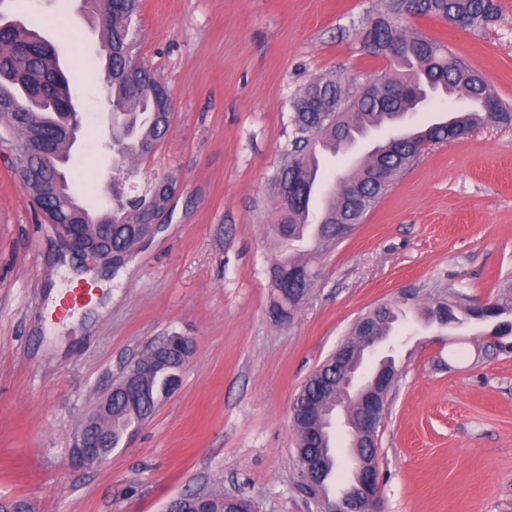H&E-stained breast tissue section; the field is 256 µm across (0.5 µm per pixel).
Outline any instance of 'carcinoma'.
Masks as SVG:
<instances>
[{"instance_id": "cac0c4a2", "label": "carcinoma", "mask_w": 512, "mask_h": 512, "mask_svg": "<svg viewBox=\"0 0 512 512\" xmlns=\"http://www.w3.org/2000/svg\"><path fill=\"white\" fill-rule=\"evenodd\" d=\"M105 0H84L87 12L98 23L100 58L105 60L106 82L112 102V134L120 138L116 147L113 178L122 194L119 205L112 207V217L106 224L93 222L71 189V179L65 167L73 163L70 143L57 138L53 155L38 166L30 154V146L46 135L50 128L62 124L64 105L71 98L69 81L61 78L63 69L54 45L20 21L11 20L0 11V141L16 147L13 169L25 188L47 175L59 183L60 192L45 200L41 193L30 192L34 202L49 220L62 229L75 220L83 225L79 247L98 257L114 250L129 254L141 242L143 215L162 209L155 193L159 182L176 184L169 175H157L142 191L125 194L123 183L130 175L122 172L120 162L127 158L147 159L152 156L166 135L172 104L165 111L158 109L154 97L158 79L142 66L132 72L124 47L128 41L130 23L139 0H121L109 14L104 13ZM500 10L495 0H389V11L402 15L410 11L417 15L434 16L464 28L479 29L494 21ZM370 44L367 51L381 55L380 49L394 44L399 58L390 64H402L404 70L384 74L374 90L364 92L361 80L351 78H319L309 82L291 100L294 114L293 136L270 179V189L277 200L267 233L278 245L288 240L313 237L317 250L332 246L328 242L338 224L357 225L376 205L387 190L385 183L370 179L373 169L382 167L393 175L411 165L420 155L423 142L440 144L461 139L481 126L512 125V109L502 103L495 88L484 76L470 69L465 62L449 54L447 48L423 35L408 34L385 17L370 19ZM457 95L474 104L476 109L459 112L451 121L433 122L420 128L404 129L394 138L381 143L368 154L365 162L334 179L336 197L323 208L319 220H311L314 191L322 182L315 147L322 143L339 154L345 151L342 139L357 138L372 129L394 124L409 112L417 111L419 96L425 94ZM315 274L307 262L288 255L275 262L272 286L276 296L271 312L274 318L293 316L306 299L314 284ZM454 304L440 301L453 310L459 308L469 322L497 321L512 329V284H508L490 305L476 310L467 296L453 292ZM398 305L383 303L364 314L376 336L391 335L397 318ZM192 354L191 342L170 347L164 361L157 365L156 375L145 383L147 399L131 404L120 395L112 399V416H102L92 430L99 455L107 459L129 435L131 429L154 412L161 398L178 383L179 372ZM333 358L325 360L316 373L307 379L295 401L306 403L315 399L316 408L326 412L336 398V370ZM298 433L296 452L306 455L316 450L325 458V474L336 469L335 437L327 433L311 441L302 421L294 420ZM198 499L185 497L176 501L172 512H255V504L241 498L210 492L204 494L203 506Z\"/></svg>"}]
</instances>
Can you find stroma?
<instances>
[{"mask_svg":"<svg viewBox=\"0 0 512 512\" xmlns=\"http://www.w3.org/2000/svg\"><path fill=\"white\" fill-rule=\"evenodd\" d=\"M496 22L460 29L433 16L396 24L448 47L512 106V0ZM81 0H14L15 17L56 45L87 120L74 179L93 205L112 174L108 112L91 75L98 29ZM387 0H141L133 58L167 87L173 112L132 184L177 182L165 224L123 264L72 256L45 223L0 144V499L35 512H164L213 490L259 512H314L297 490L291 404L355 319L419 287L395 334L398 379L377 430L386 512H512V355L492 325L420 317L433 285L495 298L512 271V127L431 146L397 174L352 235L311 256L318 277L277 322L266 235L268 180L292 130L290 100L314 78L390 68L363 46ZM103 272L78 315L53 319L50 292L72 269ZM188 337L178 388L125 447L71 464L85 418L149 346Z\"/></svg>","mask_w":512,"mask_h":512,"instance_id":"stroma-1","label":"stroma"}]
</instances>
